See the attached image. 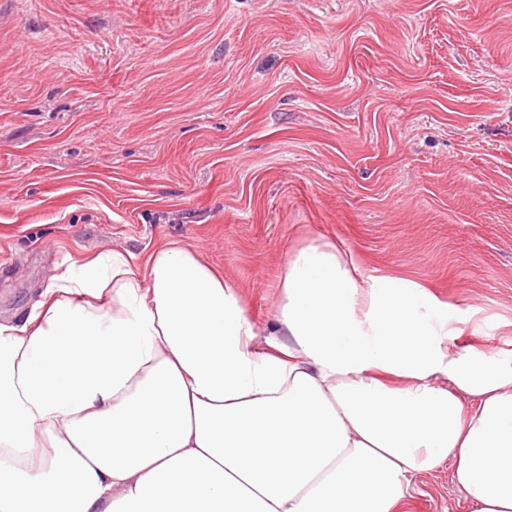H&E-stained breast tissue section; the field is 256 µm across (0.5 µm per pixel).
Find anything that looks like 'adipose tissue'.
<instances>
[{
  "mask_svg": "<svg viewBox=\"0 0 512 512\" xmlns=\"http://www.w3.org/2000/svg\"><path fill=\"white\" fill-rule=\"evenodd\" d=\"M276 320L193 246L99 253L0 322V512H403L448 465L512 512V352L453 353L465 315L293 248Z\"/></svg>",
  "mask_w": 512,
  "mask_h": 512,
  "instance_id": "adipose-tissue-1",
  "label": "adipose tissue"
}]
</instances>
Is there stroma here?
<instances>
[{
    "instance_id": "35a3bbf8",
    "label": "stroma",
    "mask_w": 512,
    "mask_h": 512,
    "mask_svg": "<svg viewBox=\"0 0 512 512\" xmlns=\"http://www.w3.org/2000/svg\"><path fill=\"white\" fill-rule=\"evenodd\" d=\"M196 246L261 335L292 247L512 350V0H0V321L117 248ZM447 469L407 512H464Z\"/></svg>"
}]
</instances>
